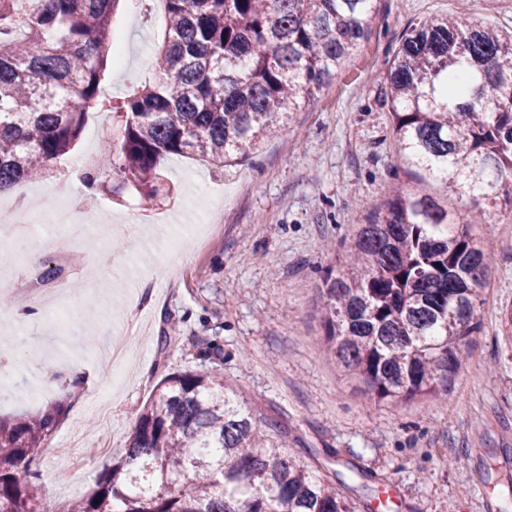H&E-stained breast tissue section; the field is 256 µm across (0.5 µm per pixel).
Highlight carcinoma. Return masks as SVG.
<instances>
[{"instance_id": "obj_1", "label": "carcinoma", "mask_w": 512, "mask_h": 512, "mask_svg": "<svg viewBox=\"0 0 512 512\" xmlns=\"http://www.w3.org/2000/svg\"><path fill=\"white\" fill-rule=\"evenodd\" d=\"M120 2L0 0V191L51 171L91 111L118 135L106 139L108 165L82 174L88 196L109 187L154 200L171 155L217 169L244 161L334 79L376 21L374 0H159L166 37L153 78L110 100L101 81ZM387 84L399 160L478 207L454 214L398 192L325 273V349L377 399L396 400L448 391L479 331L490 258L469 226L492 207L512 210V34L422 20ZM62 413L57 404L0 417V512H42L33 465ZM281 435L277 419L239 402L222 369L172 373L94 492L53 512H354L339 474L317 475Z\"/></svg>"}]
</instances>
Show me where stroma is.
<instances>
[{
  "mask_svg": "<svg viewBox=\"0 0 512 512\" xmlns=\"http://www.w3.org/2000/svg\"><path fill=\"white\" fill-rule=\"evenodd\" d=\"M378 22L335 78L264 140L250 161L211 170L197 158L163 162L168 196L147 203L128 193L112 200L85 196L77 160L100 156L108 127L88 113L81 139L53 173L19 183L40 190L44 210L27 246L13 248L6 287L24 288L31 253L49 259L43 243L54 236L57 175L71 178L89 218L98 224L138 221L141 234L114 245L100 238L95 251L74 243L85 257L75 278L66 322L49 312L20 318L0 296V415L38 413L59 401L64 414L52 441L78 433L106 442L102 456L83 452L43 458L42 503L78 500L96 488L104 464L120 458L141 408L168 374L204 368L197 347L217 338L225 378L241 402L279 419L287 451L320 473L341 472L356 512H370L374 490L395 482L390 512H485L494 497L512 512V214L499 208L474 225L492 257L483 302L474 313L480 332L444 395L379 400L356 373L321 343L323 272L338 264L370 212L393 190L427 195L452 211L467 201L400 166L392 135L386 74L407 29L423 19L458 18L512 32V0H376ZM134 0H121L113 38L124 46L119 66L107 67L104 95L131 94L147 77L152 53L165 36L163 10L133 20ZM151 282L142 299L147 326L126 336L133 370L123 388L113 384L103 351L117 330L124 297L139 280ZM171 341L160 348L162 330ZM80 371L73 383L72 371ZM53 383H46V376ZM112 399V418L96 407Z\"/></svg>",
  "mask_w": 512,
  "mask_h": 512,
  "instance_id": "obj_1",
  "label": "stroma"
}]
</instances>
